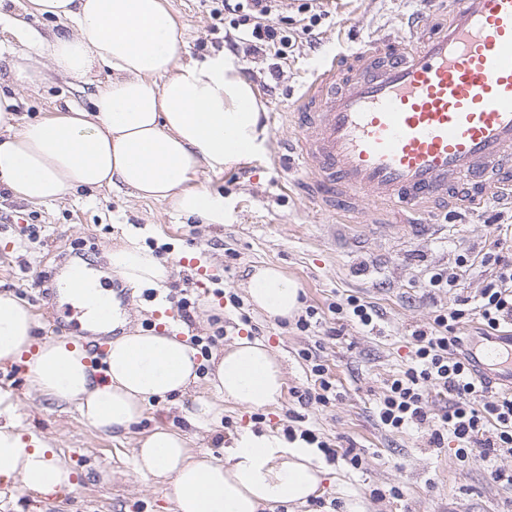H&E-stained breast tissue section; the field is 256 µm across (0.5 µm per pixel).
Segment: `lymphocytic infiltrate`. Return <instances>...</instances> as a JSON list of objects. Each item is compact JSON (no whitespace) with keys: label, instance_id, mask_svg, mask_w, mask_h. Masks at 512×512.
<instances>
[{"label":"lymphocytic infiltrate","instance_id":"lymphocytic-infiltrate-1","mask_svg":"<svg viewBox=\"0 0 512 512\" xmlns=\"http://www.w3.org/2000/svg\"><path fill=\"white\" fill-rule=\"evenodd\" d=\"M211 16L229 17L224 42L245 58L275 56L286 58L291 37L279 27L276 17L280 0H211ZM512 247L507 234H498L480 263L493 274L481 290L477 304L457 298L454 305L439 309L430 330L413 332V355L403 370L388 384L378 406L380 424L391 431L409 426L432 425L434 444L445 437L457 443L456 456L467 460L473 452L483 455L512 454V394L490 391L471 370V342L460 333L463 319H480L486 335L512 326V259L505 253ZM301 358L314 377L313 387L295 391L300 405H328L336 398V385L327 367L310 350ZM447 399L444 412L431 416L429 391Z\"/></svg>","mask_w":512,"mask_h":512}]
</instances>
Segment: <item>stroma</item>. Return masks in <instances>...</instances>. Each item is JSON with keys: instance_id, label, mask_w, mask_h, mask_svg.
<instances>
[{"instance_id": "stroma-1", "label": "stroma", "mask_w": 512, "mask_h": 512, "mask_svg": "<svg viewBox=\"0 0 512 512\" xmlns=\"http://www.w3.org/2000/svg\"><path fill=\"white\" fill-rule=\"evenodd\" d=\"M165 5L183 35L187 58H202L221 45L229 22L211 16L209 0H165ZM298 5V0H283L277 18L295 38L288 59L239 62L269 119L288 110L323 50L349 51L414 8L412 0H321L324 15L307 34ZM103 77L95 70L81 82L58 79L21 91L20 112L35 120L51 116L57 105H85L93 83ZM268 151V145H261L245 175L232 165L220 173L200 169V182L223 193L232 207L225 225L193 223L177 217L167 203L124 191L81 189L62 201L33 206L0 188V292L13 293L33 310L36 340L46 339L49 324L79 313V305L62 297L57 287L61 266L78 261L112 290L125 316L119 334L157 329L156 300L176 311L186 299L192 304L187 336L212 335L211 318L219 316L226 333L216 347L249 334L264 340L284 366L287 388L277 405L262 408L259 422L251 409L228 406L220 425L190 427L183 409L191 399L185 396L177 404L151 402L129 432L115 437L92 427L75 405L42 396L25 363H0V394L15 403L21 429L49 440L74 471L73 488L47 499L12 488L0 495V512H42L47 503L56 512H174L169 486L134 470L132 450L142 434L159 423L178 427L186 431L194 452L220 458L224 445L244 431L282 435L293 410L303 415L304 427L330 439L339 455L315 498L294 510L272 504L263 512H512V491L490 476L497 468L512 470V454L487 459L477 453L462 463L454 439L437 446L430 427L390 432L376 417L388 380L411 358L413 332L428 329L436 310L448 307L454 295L477 297L491 275L481 265L468 267L457 294L451 295L429 293L424 285L429 273L454 266L458 255L485 252L498 227L512 226V213L491 207L468 217L456 235L406 237L351 253L328 239L325 216L290 183L287 163L272 164ZM33 222L41 226L35 240L26 231ZM133 232L142 246L174 260L164 287L135 289L109 270L105 251ZM263 264L284 270L299 284L304 305L319 311L350 295L371 303L379 312L375 329L346 321L340 335L330 336L321 327L302 332L294 324L268 320L246 301L247 274ZM233 294L243 308L230 304ZM244 313L250 324L241 322ZM304 349L335 378L339 397L332 404L302 407L293 397V390L314 383L299 356ZM349 449L360 455L361 466L352 467L345 458ZM395 487L400 490L396 496L391 493Z\"/></svg>"}]
</instances>
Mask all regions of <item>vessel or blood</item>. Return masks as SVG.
Segmentation results:
<instances>
[{
	"label": "vessel or blood",
	"instance_id": "b4317fda",
	"mask_svg": "<svg viewBox=\"0 0 512 512\" xmlns=\"http://www.w3.org/2000/svg\"><path fill=\"white\" fill-rule=\"evenodd\" d=\"M415 2L402 28L323 54L282 118L298 189L373 239L512 209V0ZM502 345L473 356L487 381L512 376Z\"/></svg>",
	"mask_w": 512,
	"mask_h": 512
}]
</instances>
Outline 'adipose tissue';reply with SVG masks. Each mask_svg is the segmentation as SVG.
Wrapping results in <instances>:
<instances>
[{
	"instance_id": "1",
	"label": "adipose tissue",
	"mask_w": 512,
	"mask_h": 512,
	"mask_svg": "<svg viewBox=\"0 0 512 512\" xmlns=\"http://www.w3.org/2000/svg\"><path fill=\"white\" fill-rule=\"evenodd\" d=\"M48 15L62 33L34 35L28 16ZM0 41L13 82L36 86L61 75L84 79L107 70L85 107L57 109L26 122L14 97L0 93V186L33 205L61 200L77 188L128 191L169 202L178 216L227 224L222 194L195 184L200 166L222 171L254 153L265 133L252 87L224 53L182 61L181 40L164 0H0ZM48 66H40L39 57ZM109 266L133 287L156 288L171 267L129 240L107 250ZM62 294L86 305V321L105 330L122 321L112 296L96 279L77 294L70 279ZM250 302L269 320L293 318L300 287L275 265L254 268L246 281ZM27 304L0 293V362H27L39 391L59 404H77L96 429L121 434L150 401L184 397L206 381L185 417L190 426L220 422L225 405L265 408L284 395L285 371L260 339L238 338L211 355L200 373L197 350L163 331L132 332L109 342L102 367L86 348L64 340L36 342ZM138 474L166 480L175 512H263L303 504L325 473L318 451L297 440L250 432L234 439L225 460L193 453L184 433L158 425L138 440ZM73 471L51 445L20 430L16 408L0 399V483L42 497L72 485Z\"/></svg>"
}]
</instances>
